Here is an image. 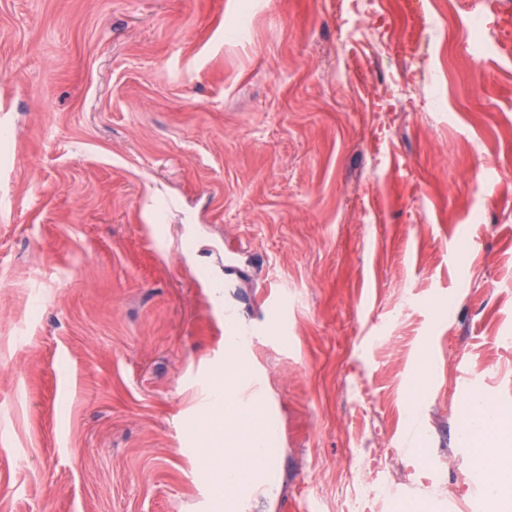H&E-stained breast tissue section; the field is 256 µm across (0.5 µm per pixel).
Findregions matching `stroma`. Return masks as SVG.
<instances>
[{"label": "stroma", "mask_w": 512, "mask_h": 512, "mask_svg": "<svg viewBox=\"0 0 512 512\" xmlns=\"http://www.w3.org/2000/svg\"><path fill=\"white\" fill-rule=\"evenodd\" d=\"M506 14L0 0V512H217L228 305L276 408L247 512L367 480L384 512H482L462 420L512 414ZM269 311L276 324L275 334L284 342L288 338V298L279 297L273 300L269 305Z\"/></svg>", "instance_id": "obj_1"}]
</instances>
